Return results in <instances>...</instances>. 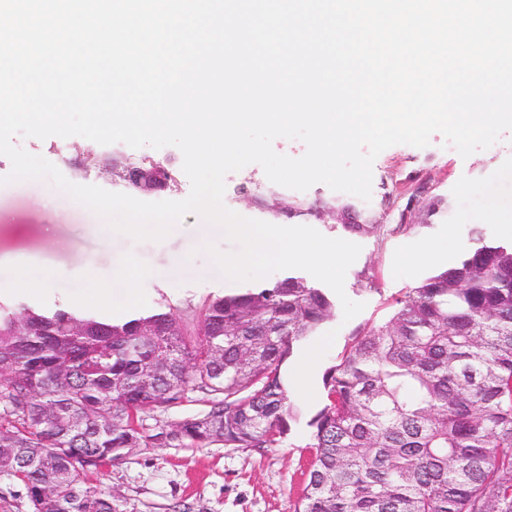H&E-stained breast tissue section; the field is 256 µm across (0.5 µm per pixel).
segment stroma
I'll return each instance as SVG.
<instances>
[{
  "instance_id": "stroma-1",
  "label": "stroma",
  "mask_w": 512,
  "mask_h": 512,
  "mask_svg": "<svg viewBox=\"0 0 512 512\" xmlns=\"http://www.w3.org/2000/svg\"><path fill=\"white\" fill-rule=\"evenodd\" d=\"M112 150L177 170L176 188L159 193V200L189 195L191 184L181 171L183 155L177 147L135 149L118 142ZM511 169L512 131L466 158L439 133L427 147L397 144L376 157L371 198L359 206L380 212L388 233L380 244L360 239L361 252L346 272L344 290L364 308L351 320L338 317L326 326L328 343L316 372L335 364L355 331L387 318L396 300L430 272L428 263L400 261V251L448 240L457 252L473 227L491 238H512V179L503 176ZM247 178L257 188L270 186L260 165H247L226 176L224 204L244 217L263 219L260 207L235 191ZM433 196L448 200L447 210L435 216L433 226L399 230L409 199ZM101 222L50 182L0 186V299L93 311L96 289L105 286L111 290L113 313L121 314L126 308L122 274L127 270L140 276L138 300L144 309L163 302L195 316L206 299L223 295L225 281L203 247L212 241L229 251L233 245L216 230H203L199 214H188L160 242L103 233ZM366 265L374 269L376 290L362 289L356 282V269ZM18 268L35 277L52 272L53 282L38 291L18 292L9 286ZM311 461L312 451L299 429L281 448H139L122 461L94 469L90 483L120 495L126 512H293Z\"/></svg>"
}]
</instances>
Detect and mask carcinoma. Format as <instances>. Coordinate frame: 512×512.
Masks as SVG:
<instances>
[{"mask_svg":"<svg viewBox=\"0 0 512 512\" xmlns=\"http://www.w3.org/2000/svg\"><path fill=\"white\" fill-rule=\"evenodd\" d=\"M176 187L162 162L112 158V184ZM249 199L272 219L311 207L268 189ZM447 201L431 197L417 227ZM347 235L381 239L378 215ZM301 272L206 301L200 328L169 304L132 317L0 301V473L30 512H124L88 473L137 448H277L292 433L287 365L336 316ZM306 422L313 449L293 512H512V240L470 230L454 262L423 278L391 315L350 336L322 374ZM198 393L202 409L168 428L140 413Z\"/></svg>","mask_w":512,"mask_h":512,"instance_id":"1","label":"carcinoma"}]
</instances>
